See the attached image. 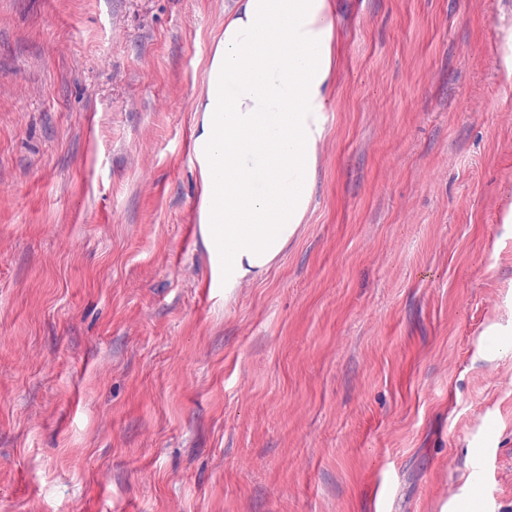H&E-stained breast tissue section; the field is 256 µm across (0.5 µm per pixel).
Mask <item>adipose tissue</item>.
<instances>
[{
    "mask_svg": "<svg viewBox=\"0 0 512 512\" xmlns=\"http://www.w3.org/2000/svg\"><path fill=\"white\" fill-rule=\"evenodd\" d=\"M331 0H229L201 132V221L231 289L262 274L308 211L333 65Z\"/></svg>",
    "mask_w": 512,
    "mask_h": 512,
    "instance_id": "ef3b65f1",
    "label": "adipose tissue"
}]
</instances>
